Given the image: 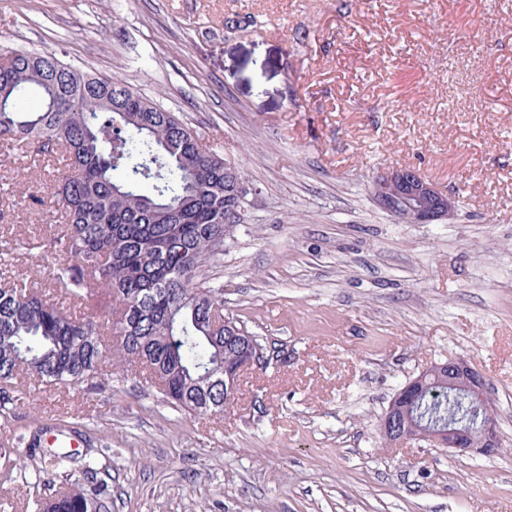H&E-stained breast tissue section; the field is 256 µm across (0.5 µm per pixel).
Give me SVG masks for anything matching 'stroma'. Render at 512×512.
Returning <instances> with one entry per match:
<instances>
[{"instance_id": "obj_1", "label": "stroma", "mask_w": 512, "mask_h": 512, "mask_svg": "<svg viewBox=\"0 0 512 512\" xmlns=\"http://www.w3.org/2000/svg\"><path fill=\"white\" fill-rule=\"evenodd\" d=\"M236 16L250 27L226 31ZM17 49L127 82L242 169L255 194L203 273L287 361L243 374L216 417L139 374L102 392L19 380L0 512H37L28 440L53 421L90 437L112 512H512V0H0V54ZM392 166L452 215L380 209ZM64 167L0 150V284L34 272L61 294L58 255L32 244ZM451 357L486 378L499 454L388 447L394 392Z\"/></svg>"}]
</instances>
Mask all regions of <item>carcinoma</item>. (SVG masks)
I'll return each instance as SVG.
<instances>
[{"instance_id": "cac0c4a2", "label": "carcinoma", "mask_w": 512, "mask_h": 512, "mask_svg": "<svg viewBox=\"0 0 512 512\" xmlns=\"http://www.w3.org/2000/svg\"><path fill=\"white\" fill-rule=\"evenodd\" d=\"M35 94L36 102L29 101ZM0 141L14 159L60 154L56 229L44 247L63 256L57 279L65 298L26 278L0 286V384L24 375L38 385L102 387L103 364L147 363L173 406L224 411V289L198 280L224 239V204L247 180L212 153L174 113L119 79L63 62L55 52L14 50L0 64ZM115 291L111 315H81L75 303L91 288ZM126 336L123 348L109 336ZM436 396L413 408L433 426L469 420L468 404L433 382ZM39 472L97 473L89 456L49 451ZM110 477L93 492L77 481L37 504L42 512H112Z\"/></svg>"}]
</instances>
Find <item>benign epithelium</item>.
I'll return each mask as SVG.
<instances>
[{"label":"benign epithelium","instance_id":"7a95c632","mask_svg":"<svg viewBox=\"0 0 512 512\" xmlns=\"http://www.w3.org/2000/svg\"><path fill=\"white\" fill-rule=\"evenodd\" d=\"M374 197L381 209L409 224H431L448 218L454 209V201L448 194L411 167L387 170L375 181ZM232 339L247 353L236 369L224 370L228 387L234 389L241 374L258 368L271 353L259 348L249 336L241 335L239 330L235 331ZM435 369L436 373L448 379V391L480 402V442L472 441L471 429L453 422L425 438L416 434L415 426L405 420V413L408 405L421 398L430 386L427 375L422 373L398 388L391 398L382 419L386 440L397 446L425 439L437 447L462 454H496L501 446L500 435L494 408L485 397L486 382L482 373L461 358L438 363Z\"/></svg>","mask_w":512,"mask_h":512}]
</instances>
